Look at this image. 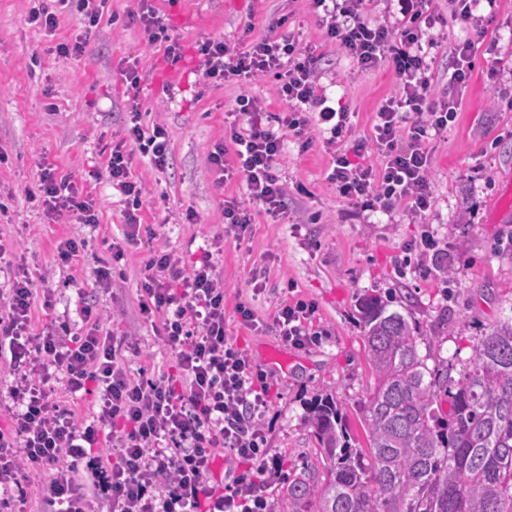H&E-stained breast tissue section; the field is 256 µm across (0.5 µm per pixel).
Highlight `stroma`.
Instances as JSON below:
<instances>
[{"instance_id":"1","label":"stroma","mask_w":512,"mask_h":512,"mask_svg":"<svg viewBox=\"0 0 512 512\" xmlns=\"http://www.w3.org/2000/svg\"><path fill=\"white\" fill-rule=\"evenodd\" d=\"M36 0H0V242L12 246L38 289H51L54 310L33 308L35 333L80 323L88 302L106 310L108 328L126 336V367L151 379L177 370V358L157 336L160 319L145 318L140 303L146 261L166 248L192 264L204 252L224 278V325L268 376V411L262 419L266 447L283 467L269 503L290 480L316 465L317 444L303 425L305 406L332 390L347 416L358 446L366 436L357 402L373 383L363 343L359 302L377 295L389 310L408 317L426 336H437L442 357L469 356L483 328L512 306V0H476L475 16L487 23L473 58L471 77L460 88L457 121L433 137L432 205L423 218L404 208L369 211L340 198L327 181L332 158L315 134L309 149L286 138L277 174L288 186L286 217L251 207V237L237 242L224 232V203L244 200L245 188L232 180L217 185L207 155L224 140V113L245 93L280 112L287 104L273 93L274 78L249 84L207 85L195 45L221 39L247 46L270 33L272 23L324 55L320 83L332 101L351 114L352 141L368 146L364 164L379 157L369 139L381 100L394 89L384 67L357 72L351 59L328 42L320 18L306 0H154L167 33L184 47L176 63L164 55V41H151L129 14L136 0H106L97 27L85 31L79 12H61L55 30L30 24ZM443 22L431 30L430 73L436 93L448 89L452 41L473 35L470 22L452 17L448 0H430ZM85 35L80 55L58 56L57 44ZM136 65L142 80L127 90L124 71ZM144 125L165 123L171 156L165 170L147 159L132 163L146 189L138 239L113 262L110 244L124 238V202L106 171L113 141L121 135L131 107ZM92 194L99 221L69 224L47 216L29 202L41 163ZM193 223H185L186 212ZM438 242L417 249L422 231ZM65 237L81 240L76 262L65 265L55 246ZM112 272L108 291L93 290L97 270ZM315 302L316 342L296 349L282 342L274 317L288 298ZM251 306L257 328L245 325L238 304ZM280 353L287 368L274 366Z\"/></svg>"}]
</instances>
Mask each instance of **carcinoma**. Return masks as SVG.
Returning a JSON list of instances; mask_svg holds the SVG:
<instances>
[{"label": "carcinoma", "mask_w": 512, "mask_h": 512, "mask_svg": "<svg viewBox=\"0 0 512 512\" xmlns=\"http://www.w3.org/2000/svg\"><path fill=\"white\" fill-rule=\"evenodd\" d=\"M360 309L374 377L359 402L367 447L352 446L336 394L316 396L304 425L323 478H295L278 512H512V314L457 371L431 338L420 353L424 337L379 298Z\"/></svg>", "instance_id": "1"}]
</instances>
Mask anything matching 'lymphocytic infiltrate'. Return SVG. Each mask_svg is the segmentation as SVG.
Masks as SVG:
<instances>
[{"mask_svg":"<svg viewBox=\"0 0 512 512\" xmlns=\"http://www.w3.org/2000/svg\"><path fill=\"white\" fill-rule=\"evenodd\" d=\"M401 31L371 18L373 0H309L313 13L327 20L328 41L350 57L361 72L387 67L394 91L379 105L373 143L382 161L373 167L353 161L341 142L351 130L350 114L318 88L319 59L301 48L289 32L266 37L241 50L221 40H205L197 50L204 77L213 85L273 76L275 95L286 111L272 113L259 99L238 95L225 114L228 145L215 146L208 165L219 182H244L249 198L271 215L285 213L286 191L276 169L285 136L309 146L312 130L325 133L332 155L328 181L349 204L388 210L401 204L421 216L430 208L433 157L430 135L447 131L460 101L436 97L428 76L426 31L440 18L428 0H397ZM165 168L171 139L161 124L144 127L131 111L124 137L115 143L106 170L124 197V240L112 243L113 261L124 243L139 234L144 188L133 178V156ZM38 205L48 215L69 214L74 223L94 224L95 201L81 195L71 177L52 165L40 167ZM248 203L224 204L226 234L240 240L249 232ZM141 312L162 316L158 333L175 353L177 374L135 379L120 359L123 341L101 330L102 314L80 309L74 334L31 333L35 282L16 272L8 291H0V358H8L15 377L9 396L15 405L13 434L0 433V512H18L32 474L50 471L41 489L47 505L61 512H93L98 501L110 512H266L268 489L280 471L268 455L259 427L270 402L271 385L224 330V284L209 261L184 270L172 252L157 251L145 264ZM313 303H282L276 325L281 339L301 349L312 340ZM96 389L91 414L75 418L61 407L59 392L77 398ZM112 439V456L99 453ZM229 450L241 471L229 483L213 476L220 450Z\"/></svg>","mask_w":512,"mask_h":512,"instance_id":"1","label":"lymphocytic infiltrate"}]
</instances>
